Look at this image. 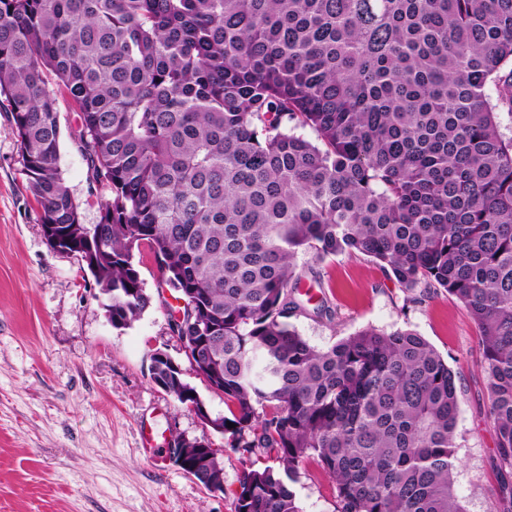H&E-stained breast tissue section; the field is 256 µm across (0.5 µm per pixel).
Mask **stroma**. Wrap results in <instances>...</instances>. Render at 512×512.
<instances>
[{"label":"stroma","mask_w":512,"mask_h":512,"mask_svg":"<svg viewBox=\"0 0 512 512\" xmlns=\"http://www.w3.org/2000/svg\"><path fill=\"white\" fill-rule=\"evenodd\" d=\"M56 99L59 165L83 223L93 225L110 191L89 181L70 138L78 115L66 95ZM135 262L153 303L130 327L117 329L80 258L44 238L9 114L1 110L0 512H233L245 456L152 383V353L180 363L212 413H226L224 398L194 372L168 329L177 303L157 296L153 255L142 250ZM296 272L331 311L321 317L307 304L290 313V323L313 346L329 347L368 327L409 328L458 372L455 489L467 512H497L486 378L477 329L463 305L445 294L412 302L409 291L360 254L322 261L304 254ZM144 425L162 446L179 435L222 449L223 491H207L170 459L141 455ZM295 491L302 512H334L335 484L316 463L301 466Z\"/></svg>","instance_id":"1"}]
</instances>
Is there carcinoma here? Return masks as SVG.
<instances>
[{"label": "carcinoma", "mask_w": 512, "mask_h": 512, "mask_svg": "<svg viewBox=\"0 0 512 512\" xmlns=\"http://www.w3.org/2000/svg\"><path fill=\"white\" fill-rule=\"evenodd\" d=\"M111 197L81 221L50 83ZM42 232L87 266L112 326L152 305L135 253L184 305L248 464L234 512H467L454 489L458 376L419 333L320 349L290 323L296 260L369 257L445 293L478 330L498 512H512V0H0V104ZM299 472L294 488L302 511L335 512L336 487L332 479L313 461L304 463Z\"/></svg>", "instance_id": "1"}]
</instances>
